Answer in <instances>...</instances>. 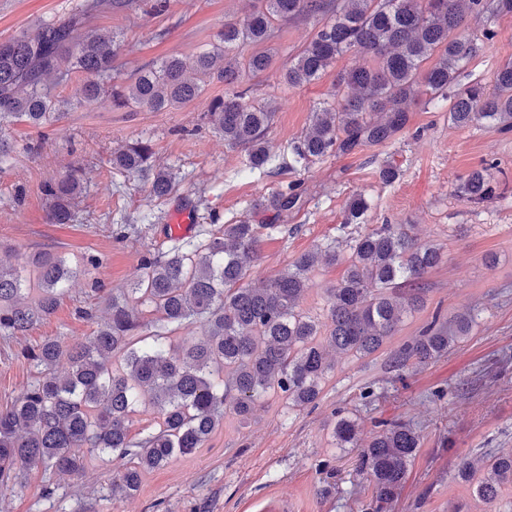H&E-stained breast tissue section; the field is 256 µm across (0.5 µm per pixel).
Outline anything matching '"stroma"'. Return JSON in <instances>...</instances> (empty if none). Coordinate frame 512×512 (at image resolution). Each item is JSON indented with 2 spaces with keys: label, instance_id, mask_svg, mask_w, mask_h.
<instances>
[{
  "label": "stroma",
  "instance_id": "stroma-1",
  "mask_svg": "<svg viewBox=\"0 0 512 512\" xmlns=\"http://www.w3.org/2000/svg\"><path fill=\"white\" fill-rule=\"evenodd\" d=\"M82 2L0 0V41L42 20L67 19ZM256 2L169 0L159 12L155 0H136L130 9L94 13L87 24L123 34L116 64L125 81L135 69L170 55L192 64L200 47L216 42L225 22L243 19ZM315 25L305 18L280 22L267 43L272 69L241 77V87L276 108L266 138L280 158L278 173H248L243 152L226 146L212 128L205 107L224 96L219 80L206 86L199 101L157 112L80 99L76 76L54 89L73 102L61 121L42 129L24 123L9 129L15 151L0 164V262L31 281L33 256L51 253L74 275L52 314L24 335H0V409L36 376L25 349L48 339L66 345L89 336L103 321L111 295L142 275L143 257L171 248L163 227L179 206L194 211L200 229L246 216L272 225L262 237L261 261L247 277L258 287L315 245L343 238L345 207L364 195L372 207L365 223L351 225L349 232L406 224L420 241L440 247L441 264L424 278V305L403 319L377 353L336 357L315 405L292 409L272 393L249 419L225 415L205 448L145 474L132 498L110 496L113 462L104 455L88 463L81 480H58L50 496L43 492L42 469L29 471L22 487L0 496V512H267L274 499L284 512H366L373 482L357 467V449L336 445L332 428L339 409L357 419L363 440L377 434L378 422L394 420L410 424L419 436L406 482L384 512H512V486L487 503L457 474L462 457L512 453V132L452 126L449 101L424 97L411 105L406 128L389 146L296 165L290 144L309 126L316 106L330 99L338 72L367 63L350 52L311 84L288 86L283 70L306 47ZM493 26L495 36L486 39L482 21L469 20L481 50L465 67L462 82L491 84L497 67L512 61V14L496 18ZM136 140L150 142L158 162L177 174L172 196L155 198L149 182L112 169L113 151ZM387 160L400 169L390 185L377 174ZM489 163L501 183L500 197L488 204L458 197L460 179ZM78 166L87 176L76 220L50 223L42 187ZM291 183L303 190L300 209L251 212L257 198ZM92 257L97 266L89 265ZM345 268L342 261L316 266L301 311L325 322L329 290ZM81 307L91 318L78 316ZM466 312L475 317L470 333L448 354L400 372L390 368V354L419 336L432 317L451 323ZM367 387L375 392L369 403L361 398Z\"/></svg>",
  "mask_w": 512,
  "mask_h": 512
}]
</instances>
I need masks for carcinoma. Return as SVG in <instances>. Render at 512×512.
Wrapping results in <instances>:
<instances>
[{
    "mask_svg": "<svg viewBox=\"0 0 512 512\" xmlns=\"http://www.w3.org/2000/svg\"><path fill=\"white\" fill-rule=\"evenodd\" d=\"M244 19L227 22L219 40L195 56L196 77L169 56L138 69L127 85L117 83L112 63L121 36L86 26L84 15L64 22L39 23L0 42V157L12 152L1 135L15 123L34 128L59 122L69 102L52 93L48 79H85L78 95L103 97L115 108L132 104L160 111L197 100L208 82L235 85L240 73L271 69L272 53L263 47L273 24L294 18L316 20L308 46L283 72L284 81L302 87L318 79L336 59L356 52L370 65L343 70L336 78L334 104L313 112L306 132L291 143L294 162L307 165L331 154H352L366 146L395 140L406 127L409 107L422 95L451 99L448 121L458 127L487 126L512 131V62L499 67L493 86L463 84L465 65L480 51L467 32L468 20H485L483 37L492 38L493 20L512 13V0H258ZM135 0H89L86 10L131 8ZM255 50L239 58L235 49ZM433 60L431 66L423 64ZM224 142L245 153L246 166L272 174L276 153L265 140L275 109L268 100L249 101V89L211 100L206 107ZM113 169L149 181L151 195H171L177 181L155 164L150 144L129 143L113 153ZM83 170L47 183L52 224L75 219L74 200L81 193ZM456 193L481 204L497 197V181L488 168L476 169ZM298 184L254 201L252 208L288 212L301 202ZM370 208L355 197L345 224H358ZM277 224H252L247 218L208 230L199 239L175 243L171 250L143 259V274L121 295L108 300L109 320L91 336L64 349L48 340L25 351L37 376L13 402L0 410V488L22 483L28 470L41 467L49 476H82L87 460L115 455L122 467L112 471V497L134 496L142 475L190 455L224 422V413L250 416L258 401L273 391L288 405L316 403L321 384L335 364L326 349L354 357L377 352L403 317L424 302L422 282L442 259L440 249L420 243L401 224H379L345 242L334 241L301 254L263 288L245 284L250 264L259 259L262 230ZM349 248V265L330 289L326 335L305 315L299 301L308 274L320 263L334 264L340 248ZM35 296L20 301L21 280L0 264V333L23 334L51 314L72 272L50 254L34 259ZM152 308L163 326L180 328L200 321L204 335L175 347L163 332L143 334L147 324L131 305ZM474 317L464 314L454 326L432 322L420 336L390 356L393 369L409 362L426 364L463 340ZM150 406L159 431L146 438L130 435L132 415ZM338 448H358V468L375 489L373 509L400 493L419 437L407 423L386 421L366 444H358V424L338 415L332 429ZM504 484H512V455L496 456L484 466L475 492L492 502Z\"/></svg>",
    "mask_w": 512,
    "mask_h": 512,
    "instance_id": "carcinoma-1",
    "label": "carcinoma"
}]
</instances>
